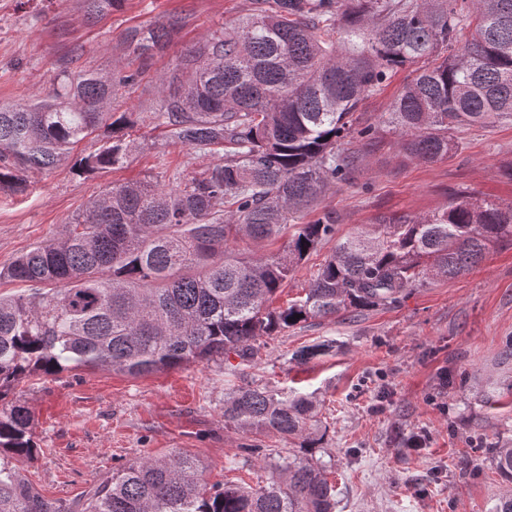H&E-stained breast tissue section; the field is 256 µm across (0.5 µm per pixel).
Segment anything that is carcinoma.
<instances>
[{
  "instance_id": "cac0c4a2",
  "label": "carcinoma",
  "mask_w": 512,
  "mask_h": 512,
  "mask_svg": "<svg viewBox=\"0 0 512 512\" xmlns=\"http://www.w3.org/2000/svg\"><path fill=\"white\" fill-rule=\"evenodd\" d=\"M97 19L122 0H84ZM174 24L129 29L144 62L164 51ZM410 69L382 113L401 155L436 161L458 149L453 131L512 120V0H250L248 11L186 49L159 78L151 111L167 141L217 163L167 188L154 179L112 183L66 224L0 269L23 288L0 294V512H335L328 469L293 455L284 478L252 488L208 485L184 455L146 457L101 481L74 506L50 501L15 461L34 456L33 419L16 386L66 368L107 367L140 377L234 353L311 319L396 307L413 291L454 279L512 239V204L462 190L430 214L381 216L337 238L336 214L295 224L330 188L355 178L347 139H371L360 104ZM63 68L52 94L0 106V191L22 193L27 173L50 170L94 134L101 145L74 164L93 175L127 164L135 112L112 99L139 83ZM292 230L284 253L250 261L241 239ZM331 253L285 307L273 297L319 246ZM332 348L306 346L305 363ZM311 401L264 387L238 389L224 421L305 435ZM488 460L512 482V447Z\"/></svg>"
}]
</instances>
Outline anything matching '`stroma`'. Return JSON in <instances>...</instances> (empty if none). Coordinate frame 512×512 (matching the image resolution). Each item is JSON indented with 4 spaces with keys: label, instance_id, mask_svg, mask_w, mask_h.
<instances>
[{
    "label": "stroma",
    "instance_id": "1",
    "mask_svg": "<svg viewBox=\"0 0 512 512\" xmlns=\"http://www.w3.org/2000/svg\"><path fill=\"white\" fill-rule=\"evenodd\" d=\"M248 0H124L96 22L84 0H0V103H35L48 96L62 65L73 72L125 73L137 63L123 45L126 29L174 23L167 50L142 79L112 102L116 112H145L159 100L158 79L211 29L232 23ZM407 77L397 72L364 101L377 124L369 144L349 143L357 157L353 184L327 191L313 216L335 212L337 235L381 215H422L467 190L512 202V122L462 127L460 150L424 162L403 158L399 135L378 125ZM139 149L121 169L80 177L74 159L99 141L79 142L71 160L28 177L22 193L0 191V267L66 223L112 182L158 175L191 177L215 155L166 141L141 124L130 131ZM333 342L308 363L301 347ZM512 241L497 245L470 272L437 281L394 308L312 319L260 337L250 360L217 357L142 377L107 368L68 370L21 383L15 395L34 418V459L20 474L50 500L77 502L112 472L145 457L190 456L205 482L266 485L274 466L304 452L330 466L335 512H489L512 494L485 460V449L512 445ZM258 384L312 401L306 438L224 422V403ZM421 436L423 446L408 441Z\"/></svg>",
    "mask_w": 512,
    "mask_h": 512
}]
</instances>
